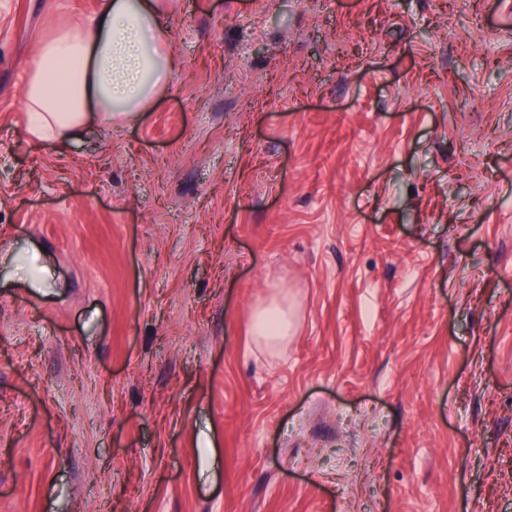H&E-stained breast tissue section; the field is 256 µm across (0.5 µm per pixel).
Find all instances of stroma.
<instances>
[{
    "label": "stroma",
    "instance_id": "1",
    "mask_svg": "<svg viewBox=\"0 0 512 512\" xmlns=\"http://www.w3.org/2000/svg\"><path fill=\"white\" fill-rule=\"evenodd\" d=\"M97 6L0 0V512H512V0H175L152 110L32 146ZM288 313L277 305L262 306L253 314V334L268 347L288 340Z\"/></svg>",
    "mask_w": 512,
    "mask_h": 512
}]
</instances>
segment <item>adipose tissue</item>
<instances>
[{
	"mask_svg": "<svg viewBox=\"0 0 512 512\" xmlns=\"http://www.w3.org/2000/svg\"><path fill=\"white\" fill-rule=\"evenodd\" d=\"M172 0H99L93 16L60 27L38 46L23 89L31 144L79 140L93 120L130 124L142 118L180 66L164 20ZM287 312L253 314V334L273 347L288 339Z\"/></svg>",
	"mask_w": 512,
	"mask_h": 512,
	"instance_id": "ef3b65f1",
	"label": "adipose tissue"
}]
</instances>
